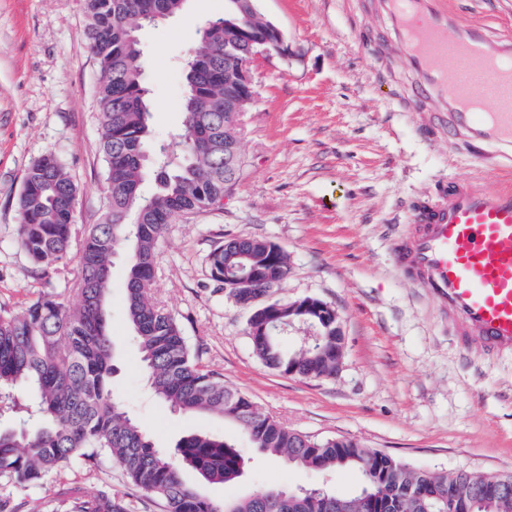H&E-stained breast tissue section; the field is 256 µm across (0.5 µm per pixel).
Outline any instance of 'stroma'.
Wrapping results in <instances>:
<instances>
[{"instance_id":"1","label":"stroma","mask_w":512,"mask_h":512,"mask_svg":"<svg viewBox=\"0 0 512 512\" xmlns=\"http://www.w3.org/2000/svg\"><path fill=\"white\" fill-rule=\"evenodd\" d=\"M225 0H186L181 12L146 26L140 39L155 142L184 119L183 70L200 27ZM279 27L287 56L252 68L255 99L239 115L242 169L216 208L167 225L156 249L152 294L176 319L200 365L288 428L315 440L353 439L423 471L512 473V356L464 349L437 303L397 269L391 242L417 204L448 178L491 172L447 136L430 132V98L407 109L414 85L390 25L359 0H258ZM83 0H0V311L16 313L43 295L74 305L76 260L36 267L17 244L18 197L31 163L55 154L79 188L77 222L105 210L100 72L87 47ZM272 241L288 254L274 298H318L336 309L344 352L334 376L309 379L267 368L247 334L249 313L211 280L209 253L225 239ZM126 264L111 268L107 328L115 392L154 445L171 449L192 433L240 441L238 427L211 415L173 411L148 389L125 311ZM246 477L223 486L189 468L184 481L221 499L255 489L326 486L354 491L357 472L286 468L244 448ZM117 492L130 512H165L111 456L76 461L36 485L0 477L13 512H57L66 486Z\"/></svg>"}]
</instances>
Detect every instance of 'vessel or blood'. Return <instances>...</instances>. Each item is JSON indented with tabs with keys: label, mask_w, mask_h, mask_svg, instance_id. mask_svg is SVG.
Instances as JSON below:
<instances>
[{
	"label": "vessel or blood",
	"mask_w": 512,
	"mask_h": 512,
	"mask_svg": "<svg viewBox=\"0 0 512 512\" xmlns=\"http://www.w3.org/2000/svg\"><path fill=\"white\" fill-rule=\"evenodd\" d=\"M418 95L452 143L506 181L449 180L392 246L397 268L448 315L460 341L512 354V38L448 0H378Z\"/></svg>",
	"instance_id": "b4317fda"
}]
</instances>
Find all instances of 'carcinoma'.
I'll return each mask as SVG.
<instances>
[{"instance_id":"carcinoma-1","label":"carcinoma","mask_w":512,"mask_h":512,"mask_svg":"<svg viewBox=\"0 0 512 512\" xmlns=\"http://www.w3.org/2000/svg\"><path fill=\"white\" fill-rule=\"evenodd\" d=\"M86 38L100 78L96 92L101 152L108 192L100 223L81 235L76 306L52 296L33 301L20 314L0 312V391L15 393L13 428L0 431V476L33 485L75 460L108 454L143 492L162 498L167 512H448L441 494L454 484L471 512H512V487L486 507L476 477L464 469L424 472L353 440L314 441L259 411L243 393L204 370L192 356L178 322L152 298L155 256L165 225L182 214L214 206L230 184L224 181V139L233 120L224 103L249 97L240 73L265 23L231 3L228 13L205 20L201 46L188 61L189 94L176 135L181 158L164 156L165 168L142 159L149 104L144 56L135 27L145 13L174 15L185 0H84ZM156 190L142 191L147 170ZM78 188L62 161L44 154L28 168L18 200V243L44 269L67 262L77 235ZM127 249L125 315L137 341L154 395L175 411L218 415L235 423L256 451L286 466L312 471L346 468L360 473L351 494L311 489L302 504L288 505L286 488H263L221 501L187 486L180 472L195 470L209 483H233L247 461L239 447L207 433L182 437L175 448L154 446L108 388L114 373L106 326L110 263ZM245 265L282 281L288 255L276 243L230 238L208 256L212 280ZM321 349L290 351L279 336H253L255 355L280 374L288 363L307 378L336 371V336L315 318ZM80 512H127L117 495L80 499Z\"/></svg>"}]
</instances>
